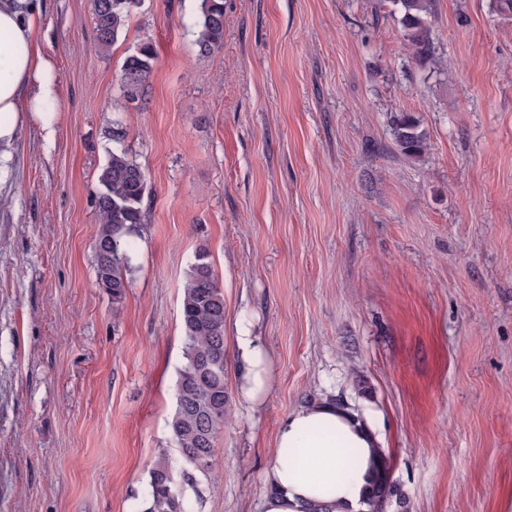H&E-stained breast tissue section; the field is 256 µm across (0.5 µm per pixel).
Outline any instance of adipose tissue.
I'll use <instances>...</instances> for the list:
<instances>
[{"label": "adipose tissue", "mask_w": 512, "mask_h": 512, "mask_svg": "<svg viewBox=\"0 0 512 512\" xmlns=\"http://www.w3.org/2000/svg\"><path fill=\"white\" fill-rule=\"evenodd\" d=\"M36 0H0V189L13 174L21 127L39 120L54 136L56 113L42 111L57 88L52 59L36 47ZM240 396L257 401L271 370L262 348L241 335ZM379 442L364 416L323 398L300 405L281 422L276 451L263 472V512H365L376 477Z\"/></svg>", "instance_id": "adipose-tissue-1"}]
</instances>
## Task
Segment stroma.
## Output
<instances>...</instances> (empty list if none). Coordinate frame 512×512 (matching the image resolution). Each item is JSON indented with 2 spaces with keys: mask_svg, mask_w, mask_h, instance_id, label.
Here are the masks:
<instances>
[{
  "mask_svg": "<svg viewBox=\"0 0 512 512\" xmlns=\"http://www.w3.org/2000/svg\"><path fill=\"white\" fill-rule=\"evenodd\" d=\"M56 133L18 138L0 197V512H140L170 450L183 284L199 248L224 293L232 421L200 512H262L282 419L329 396L366 416L397 494L383 512H512V11L431 0L436 66L379 0H141L97 50L91 0H40ZM151 39L145 101L124 57ZM429 136L400 155L391 118ZM147 220L120 307L99 288L92 205L113 122ZM271 368L237 390L238 328ZM194 44L202 55L224 47V0H196ZM155 51L152 42L140 40L122 63L119 88L126 103L145 100L155 67Z\"/></svg>",
  "mask_w": 512,
  "mask_h": 512,
  "instance_id": "stroma-1",
  "label": "stroma"
}]
</instances>
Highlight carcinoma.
Returning <instances> with one entry per match:
<instances>
[{"instance_id": "obj_1", "label": "carcinoma", "mask_w": 512, "mask_h": 512, "mask_svg": "<svg viewBox=\"0 0 512 512\" xmlns=\"http://www.w3.org/2000/svg\"><path fill=\"white\" fill-rule=\"evenodd\" d=\"M400 25L408 57L421 66L435 61L428 16L429 0H387ZM137 0H91L97 45L103 54L126 32ZM194 44L202 55L224 47V0H196ZM155 51L142 39L122 63L119 88L127 103L145 100L155 67ZM393 141L402 155L421 159L427 150V132L412 114L401 112L392 122ZM112 149L98 174L93 205L100 230L93 249L97 283L111 297L113 307L123 302L130 287L133 256L129 237L145 222L144 199L148 180L141 165L123 147L124 132L116 125L109 133ZM224 295L209 252L199 248L183 288L181 329L183 364L175 385V407L169 423L174 458L163 453L149 472V490L141 512H196L189 496L173 494L171 480L185 477L198 484L197 474L212 465L214 439L229 421V394L224 382L227 358L224 344ZM394 493L389 466L379 457L369 512H379Z\"/></svg>"}]
</instances>
